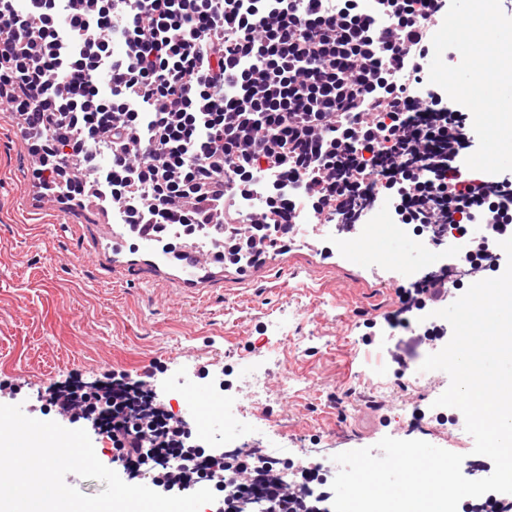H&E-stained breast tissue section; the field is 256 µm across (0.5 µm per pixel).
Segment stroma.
I'll return each mask as SVG.
<instances>
[{
  "instance_id": "stroma-1",
  "label": "stroma",
  "mask_w": 512,
  "mask_h": 512,
  "mask_svg": "<svg viewBox=\"0 0 512 512\" xmlns=\"http://www.w3.org/2000/svg\"><path fill=\"white\" fill-rule=\"evenodd\" d=\"M18 117L0 110V404H47L50 383L103 381L186 360L235 361L277 347L274 377L305 376L307 391L269 398L254 414L274 421L289 447L309 435L345 452L401 431L411 413L398 397L372 404L386 348L367 344L370 324L395 308L392 285L360 263H330L294 246L247 281L209 277L194 295L137 268L122 272L92 252L100 207L66 210L33 193ZM281 320L283 337L269 335ZM306 337L305 351L292 339Z\"/></svg>"
}]
</instances>
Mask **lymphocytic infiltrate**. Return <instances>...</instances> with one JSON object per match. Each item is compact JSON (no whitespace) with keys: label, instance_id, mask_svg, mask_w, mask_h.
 I'll list each match as a JSON object with an SVG mask.
<instances>
[{"label":"lymphocytic infiltrate","instance_id":"lymphocytic-infiltrate-1","mask_svg":"<svg viewBox=\"0 0 512 512\" xmlns=\"http://www.w3.org/2000/svg\"><path fill=\"white\" fill-rule=\"evenodd\" d=\"M448 0H0V102L24 120L44 199L119 204L158 236L221 235L235 262L250 237L237 205L254 178L274 189L262 223L285 234L306 204L320 223L387 200L402 224L438 226L431 246L459 263L493 251L512 225V175L466 167L471 112L427 80ZM389 354L407 368L425 336L419 311L450 304L448 280L398 285ZM112 445L127 479L172 452L102 410L80 421ZM232 502L296 512L287 488L250 461Z\"/></svg>","mask_w":512,"mask_h":512}]
</instances>
